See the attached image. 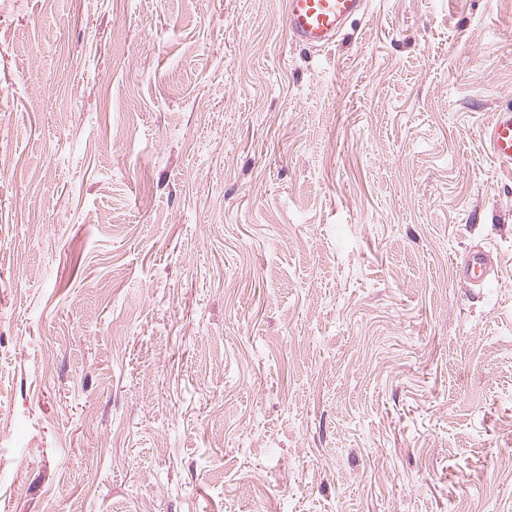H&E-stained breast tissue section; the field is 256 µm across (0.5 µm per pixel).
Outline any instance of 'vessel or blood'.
Listing matches in <instances>:
<instances>
[{
  "mask_svg": "<svg viewBox=\"0 0 512 512\" xmlns=\"http://www.w3.org/2000/svg\"><path fill=\"white\" fill-rule=\"evenodd\" d=\"M365 9V0H286L288 32L296 43L321 47L332 43L343 26ZM484 140L498 167L512 172V108L493 113ZM490 269L489 255L475 250L459 266L458 275L465 283L477 285Z\"/></svg>",
  "mask_w": 512,
  "mask_h": 512,
  "instance_id": "obj_1",
  "label": "vessel or blood"
}]
</instances>
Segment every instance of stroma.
Returning <instances> with one entry per match:
<instances>
[{"label": "stroma", "mask_w": 512, "mask_h": 512, "mask_svg": "<svg viewBox=\"0 0 512 512\" xmlns=\"http://www.w3.org/2000/svg\"><path fill=\"white\" fill-rule=\"evenodd\" d=\"M285 11L0 0V512H512V0ZM365 9L364 0H286L288 32L296 43L322 47ZM484 140L498 167L512 172V108L493 113L484 129ZM490 269L489 255L482 250H475L469 253L461 266H458V275L465 283L477 285L486 279Z\"/></svg>", "instance_id": "1"}]
</instances>
